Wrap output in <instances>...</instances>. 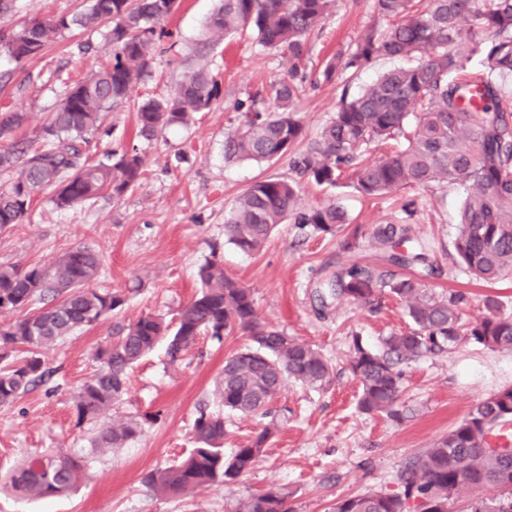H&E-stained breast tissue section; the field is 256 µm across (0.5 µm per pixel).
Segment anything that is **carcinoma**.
Instances as JSON below:
<instances>
[{
	"mask_svg": "<svg viewBox=\"0 0 512 512\" xmlns=\"http://www.w3.org/2000/svg\"><path fill=\"white\" fill-rule=\"evenodd\" d=\"M335 0H221L209 18L202 45L213 35L232 36L246 29L259 44L288 53L287 73L270 86L272 106L248 109L224 135L229 159L271 161L293 152L306 138L295 101L306 89L307 37L321 24ZM177 0H91L85 13L35 17L18 29L0 30V48L16 60L38 55L74 27L92 28L113 21L112 57L77 82L41 128L43 145L21 137L26 115L0 109V173L17 171L0 184V229L19 224L35 197L52 188L53 205L65 210L107 195L119 200L144 174L136 150L112 152L108 164L91 162L88 134L106 112L122 105L132 84L152 71L155 25L170 16ZM385 26L366 28L354 45L326 62L323 80L356 72L380 57L397 62L357 94H343L335 117L292 159L300 178L334 186L352 172L357 191L374 198L410 186L459 184L465 197L458 215L454 248L477 280L495 284L512 276V0H373ZM482 70L470 72L473 58ZM222 96L211 61L200 62L174 92L144 102L137 112V134L150 138L167 127L187 125ZM403 139V148L376 161L364 160L375 141ZM405 221L380 224L372 233L388 262L407 267L425 260L421 253L396 251L412 243ZM293 220L322 235L349 223L335 204L302 208L294 180L268 177L251 184L224 219L227 242L245 254L264 246L272 231ZM101 258L78 246L50 267L0 266V312L23 311L38 300L42 307L0 326V406L13 404L30 387L45 384L51 371L42 350L75 330L90 329L125 305L122 292L102 293L89 284ZM198 292L180 311L177 324L145 315L120 325L115 337L99 346L97 371L75 392L77 423L96 422L119 401L129 370L163 343L171 364L182 360L198 338L213 340L242 331L248 342L224 361L214 389L215 407L197 409L191 434L195 447L180 460L149 471L142 482L167 496L198 495L251 472L263 456L277 425L258 428L245 445L224 451V412L264 418L284 383L293 380L313 389L330 382L332 365L313 345L262 323L250 289L224 274L216 252L200 265ZM371 311L392 297L403 304L407 325L369 348L352 339L350 366L361 386L358 407L366 414L398 418L403 366L447 352L463 342L489 350H512V314L493 295L484 299V315L463 321V292L436 297L412 275L352 264L333 275L319 294ZM27 347L18 361L14 353ZM512 386L482 399L433 447L397 474V491L339 499L330 512H449L466 499L462 512H512ZM141 432L133 420L105 422L92 441V453L73 456L46 451L0 475V490L42 499L73 491L95 457L125 447ZM492 486L495 498L477 492ZM234 512H294L288 492L270 486L237 502Z\"/></svg>",
	"mask_w": 512,
	"mask_h": 512,
	"instance_id": "obj_1",
	"label": "carcinoma"
}]
</instances>
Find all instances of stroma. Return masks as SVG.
Wrapping results in <instances>:
<instances>
[{"label": "stroma", "instance_id": "1", "mask_svg": "<svg viewBox=\"0 0 512 512\" xmlns=\"http://www.w3.org/2000/svg\"><path fill=\"white\" fill-rule=\"evenodd\" d=\"M371 3L336 0L308 42V92L297 104L308 138L334 118L343 93H356L392 65L381 59L353 76L339 75L329 83L320 79L325 62L376 22ZM218 5L219 0H180L161 24L164 35L156 42L152 75L133 85L125 103L108 112L91 137L95 161L112 150L137 149L145 170L137 186L120 201L97 198L66 210L56 209L45 192L22 223L0 230V265L49 266L65 251L85 245L102 256L94 288L127 296L120 314L45 350L55 391L37 386L0 407V473L48 449L89 450L97 427L77 423L71 397L95 373V350L111 338L116 324L147 314L176 319L197 292L199 266L215 251L225 272L251 290L259 319L321 349L335 367L333 380L322 390L292 381L284 385L271 405L280 432L248 475L193 497L158 496L142 483V475L193 448L197 409L211 401L225 359L244 339H202L175 366L164 347H157L131 370L125 395L109 412L117 420L139 421L142 434L100 457L80 487L67 495L27 500L0 491V512H231L237 500L272 485L287 489L295 512H327L337 499L395 489L396 475L409 461L445 436L480 400L512 386V351L466 343L406 367L400 419L364 414L357 408L360 385L348 365L352 339L378 347L382 337L403 326V310L391 300L376 312L333 300L324 306L318 300L322 282L337 269L355 263L382 266L383 251L370 234L377 225L401 217L402 206L411 201L414 237L430 247L427 291L465 292L464 316L469 320L483 314V298L489 293L498 295L512 313V278L491 288L480 285L455 255L462 186H413L366 199L348 181L333 187L307 183L302 207H343L351 227L363 234L359 247L344 249L348 229L322 236L292 223L279 225L256 254H244L226 242L224 217L236 198L261 178L293 175L286 156L270 162L224 156V133L239 122L238 103L249 102L285 73L284 51L262 47L249 31L216 40L208 48L209 58L224 95L212 111L198 113L189 126L149 139L137 136L138 106L172 93ZM86 6L87 0H14L0 14V28H18L34 17L77 14ZM111 28L107 22L73 29L37 57L21 61L0 50V107L26 112L28 140L38 141L42 124L71 81L110 59Z\"/></svg>", "mask_w": 512, "mask_h": 512}]
</instances>
